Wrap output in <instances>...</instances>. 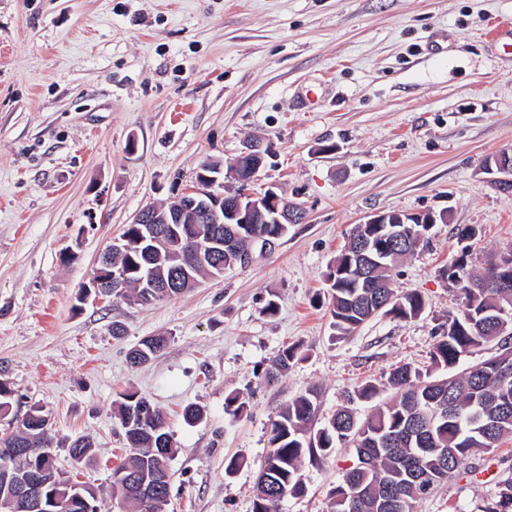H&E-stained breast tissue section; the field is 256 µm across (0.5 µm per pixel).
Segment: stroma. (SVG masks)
I'll list each match as a JSON object with an SVG mask.
<instances>
[{
  "instance_id": "stroma-1",
  "label": "stroma",
  "mask_w": 512,
  "mask_h": 512,
  "mask_svg": "<svg viewBox=\"0 0 512 512\" xmlns=\"http://www.w3.org/2000/svg\"><path fill=\"white\" fill-rule=\"evenodd\" d=\"M252 141L266 152L259 186L303 212L274 248L150 306L79 303L141 209ZM509 148L512 0H0V378L14 392L0 434L42 408L58 465L106 488L126 448L116 403L132 389L167 414V512H253L270 422L288 401L314 388V425L342 406L362 419V384L430 368L458 308L445 274L457 228L478 229L464 273L512 249V187L484 168ZM380 211L448 214L391 277L426 309L339 339L323 274L350 228ZM158 334L165 350L132 366L129 350ZM289 346L296 360L265 382ZM234 391L248 401L236 417L224 410ZM190 404L203 411L193 424ZM80 437L96 453L76 465ZM356 462L350 448L303 459L307 489L279 512H331ZM508 477L512 436L464 459L415 512H484Z\"/></svg>"
}]
</instances>
